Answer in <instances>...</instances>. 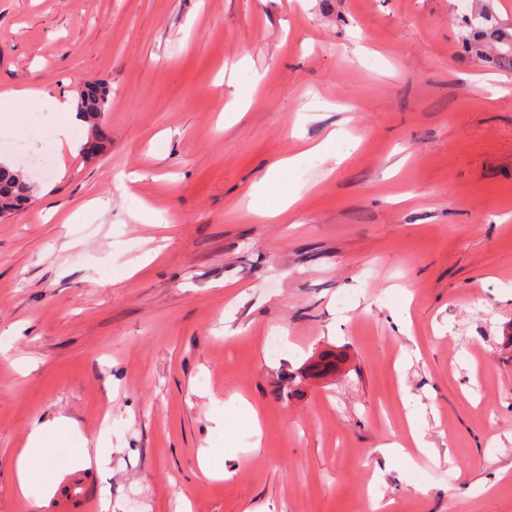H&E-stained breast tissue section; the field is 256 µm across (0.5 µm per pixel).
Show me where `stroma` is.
<instances>
[{"instance_id":"stroma-1","label":"stroma","mask_w":512,"mask_h":512,"mask_svg":"<svg viewBox=\"0 0 512 512\" xmlns=\"http://www.w3.org/2000/svg\"><path fill=\"white\" fill-rule=\"evenodd\" d=\"M471 3L0 0V91L112 89L91 159L0 110L33 186L0 217V512H512V67L463 51ZM255 184L300 204L256 217ZM59 417L106 462L20 492ZM410 417L426 453L382 457ZM67 419L60 418L54 424L35 422L29 433L26 448L21 452L17 464L20 489L25 492L29 484L36 481L45 466L64 465L76 462L73 453L63 450L55 439L57 431L67 430Z\"/></svg>"}]
</instances>
